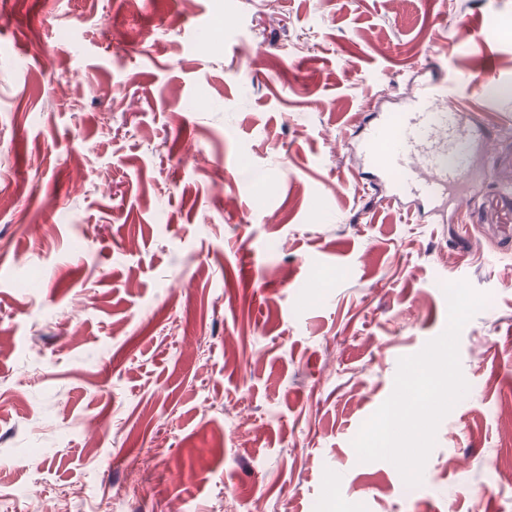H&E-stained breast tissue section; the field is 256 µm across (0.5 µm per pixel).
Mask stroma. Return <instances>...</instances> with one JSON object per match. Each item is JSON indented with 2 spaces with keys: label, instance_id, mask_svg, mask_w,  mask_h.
<instances>
[{
  "label": "stroma",
  "instance_id": "stroma-1",
  "mask_svg": "<svg viewBox=\"0 0 512 512\" xmlns=\"http://www.w3.org/2000/svg\"><path fill=\"white\" fill-rule=\"evenodd\" d=\"M457 73L490 175L427 224L357 143ZM509 153L512 0H0V512H512ZM461 280L409 487L352 442ZM492 223L498 232L499 240L510 243L512 240V191L504 190L488 195L478 211L477 222ZM490 225V226H491Z\"/></svg>",
  "mask_w": 512,
  "mask_h": 512
}]
</instances>
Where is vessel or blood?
Listing matches in <instances>:
<instances>
[{
    "mask_svg": "<svg viewBox=\"0 0 512 512\" xmlns=\"http://www.w3.org/2000/svg\"><path fill=\"white\" fill-rule=\"evenodd\" d=\"M465 84L456 77L441 93L422 87L412 96L409 111L375 113L359 151L368 174L388 186L385 203L414 202L433 223L444 224L467 202L464 194L449 199L448 188L482 177L477 159L490 139L454 106ZM477 219L492 223L499 240L511 242L512 191L488 195Z\"/></svg>",
    "mask_w": 512,
    "mask_h": 512,
    "instance_id": "b4317fda",
    "label": "vessel or blood"
}]
</instances>
